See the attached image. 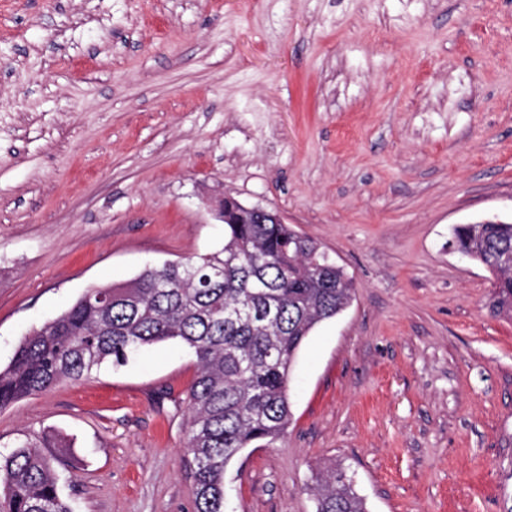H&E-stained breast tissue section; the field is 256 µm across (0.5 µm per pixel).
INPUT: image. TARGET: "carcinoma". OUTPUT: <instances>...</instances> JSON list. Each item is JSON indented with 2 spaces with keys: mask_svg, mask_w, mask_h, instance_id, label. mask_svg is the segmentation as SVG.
<instances>
[{
  "mask_svg": "<svg viewBox=\"0 0 512 512\" xmlns=\"http://www.w3.org/2000/svg\"><path fill=\"white\" fill-rule=\"evenodd\" d=\"M454 243L494 275L492 312L512 317V222L459 225ZM353 300L352 278L316 242L273 212L259 224L252 210L226 197L221 250L148 267L124 285L87 288L30 330L0 368V408L177 340L197 365L184 445L196 512H224L229 462L284 435L298 351ZM68 447L45 435L0 455V512H73L57 457L40 452ZM309 491L315 512H368L343 468L317 473Z\"/></svg>",
  "mask_w": 512,
  "mask_h": 512,
  "instance_id": "obj_1",
  "label": "carcinoma"
}]
</instances>
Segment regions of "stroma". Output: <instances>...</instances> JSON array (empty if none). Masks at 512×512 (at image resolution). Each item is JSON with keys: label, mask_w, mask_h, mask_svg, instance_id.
I'll list each match as a JSON object with an SVG mask.
<instances>
[{"label": "stroma", "mask_w": 512, "mask_h": 512, "mask_svg": "<svg viewBox=\"0 0 512 512\" xmlns=\"http://www.w3.org/2000/svg\"><path fill=\"white\" fill-rule=\"evenodd\" d=\"M229 194L278 212L355 297L298 353L284 436L226 512H512V318L448 241L512 221V0H0V364L92 285L213 252ZM194 355L166 342L0 408L55 433L74 512H195ZM309 491L315 512H368L365 499L355 492L344 468L317 473Z\"/></svg>", "instance_id": "35a3bbf8"}]
</instances>
